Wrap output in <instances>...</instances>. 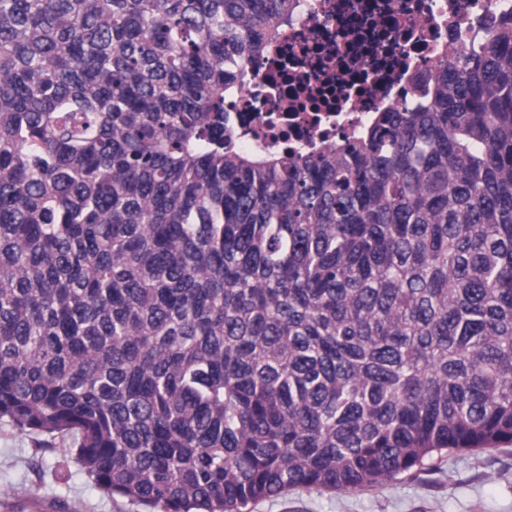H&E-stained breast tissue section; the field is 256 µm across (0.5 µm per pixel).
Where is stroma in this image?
<instances>
[{
	"label": "stroma",
	"mask_w": 512,
	"mask_h": 512,
	"mask_svg": "<svg viewBox=\"0 0 512 512\" xmlns=\"http://www.w3.org/2000/svg\"><path fill=\"white\" fill-rule=\"evenodd\" d=\"M0 512H147L103 492L76 460L74 439L0 419ZM251 512H512V445L449 455L430 471L378 487H296Z\"/></svg>",
	"instance_id": "35a3bbf8"
}]
</instances>
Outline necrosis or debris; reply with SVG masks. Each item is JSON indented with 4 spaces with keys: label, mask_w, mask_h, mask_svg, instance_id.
Listing matches in <instances>:
<instances>
[{
    "label": "necrosis or debris",
    "mask_w": 512,
    "mask_h": 512,
    "mask_svg": "<svg viewBox=\"0 0 512 512\" xmlns=\"http://www.w3.org/2000/svg\"><path fill=\"white\" fill-rule=\"evenodd\" d=\"M505 13L512 0H299L233 104L242 146L329 147L389 106L415 107L427 75Z\"/></svg>",
    "instance_id": "1"
}]
</instances>
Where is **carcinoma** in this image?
Listing matches in <instances>:
<instances>
[{
	"label": "carcinoma",
	"mask_w": 512,
	"mask_h": 512,
	"mask_svg": "<svg viewBox=\"0 0 512 512\" xmlns=\"http://www.w3.org/2000/svg\"><path fill=\"white\" fill-rule=\"evenodd\" d=\"M294 0H0V419L152 512L512 444V18L310 151L224 103Z\"/></svg>",
	"instance_id": "cac0c4a2"
}]
</instances>
